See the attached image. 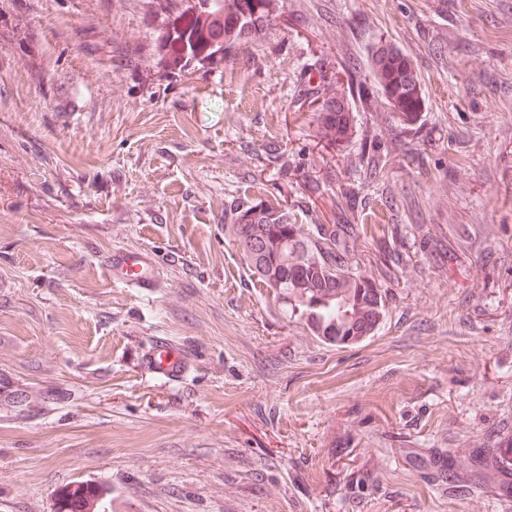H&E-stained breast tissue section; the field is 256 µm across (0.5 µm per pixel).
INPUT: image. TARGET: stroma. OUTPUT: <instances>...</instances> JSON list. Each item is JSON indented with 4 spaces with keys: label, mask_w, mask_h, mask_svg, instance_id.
Instances as JSON below:
<instances>
[{
    "label": "stroma",
    "mask_w": 512,
    "mask_h": 512,
    "mask_svg": "<svg viewBox=\"0 0 512 512\" xmlns=\"http://www.w3.org/2000/svg\"><path fill=\"white\" fill-rule=\"evenodd\" d=\"M189 0H0V512L73 482L113 512H512V0H267L272 25L170 68ZM416 66L401 124L372 44ZM355 80L353 134L314 110ZM377 143L387 165L360 160ZM269 202L354 243L386 315L313 336L224 234ZM144 253L150 292L111 282ZM159 338L177 381L148 371ZM102 263L114 284L147 291L157 288L158 281L141 252L115 249L103 256ZM145 361L147 367L155 374L168 380L181 378L186 369V356L183 350L166 341H156Z\"/></svg>",
    "instance_id": "1"
}]
</instances>
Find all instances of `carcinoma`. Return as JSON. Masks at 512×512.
<instances>
[{"instance_id": "carcinoma-1", "label": "carcinoma", "mask_w": 512, "mask_h": 512, "mask_svg": "<svg viewBox=\"0 0 512 512\" xmlns=\"http://www.w3.org/2000/svg\"><path fill=\"white\" fill-rule=\"evenodd\" d=\"M266 0H198L188 8L190 36L202 14L224 15V35L239 38L269 23ZM373 85L400 121L411 123L424 97L410 57L389 42L374 43L368 54ZM353 95L343 91L317 109L320 138L336 146L351 137ZM260 207L236 208L225 234L237 244L251 275L272 290L291 312L306 319L310 333L330 344L345 345L372 335L385 313L382 284L352 272L347 238L366 230L356 224H295L287 208L264 207L266 215L244 221ZM59 512H81L79 484L60 491Z\"/></svg>"}]
</instances>
